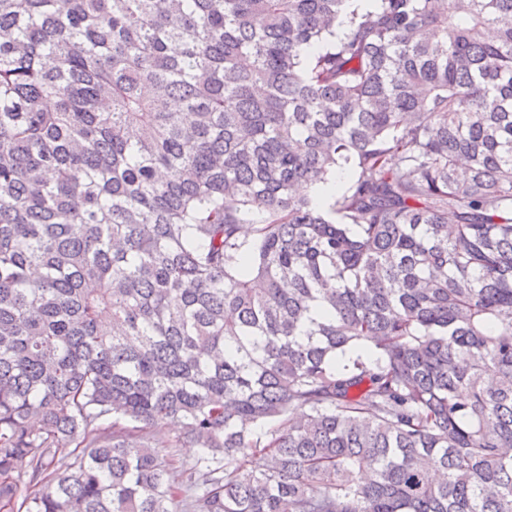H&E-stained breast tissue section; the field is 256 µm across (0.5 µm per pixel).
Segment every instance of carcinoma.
I'll return each mask as SVG.
<instances>
[{
	"label": "carcinoma",
	"instance_id": "cac0c4a2",
	"mask_svg": "<svg viewBox=\"0 0 512 512\" xmlns=\"http://www.w3.org/2000/svg\"><path fill=\"white\" fill-rule=\"evenodd\" d=\"M355 2L0 0V510L512 512V0ZM158 451L168 462L169 479L174 485L181 483L184 469L193 464L200 454L199 448H183V446L160 448Z\"/></svg>",
	"mask_w": 512,
	"mask_h": 512
}]
</instances>
